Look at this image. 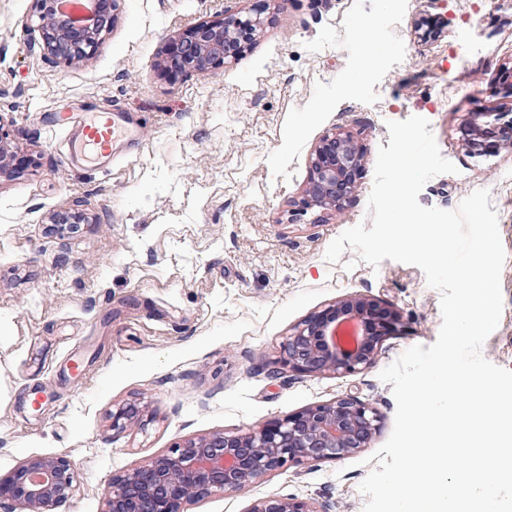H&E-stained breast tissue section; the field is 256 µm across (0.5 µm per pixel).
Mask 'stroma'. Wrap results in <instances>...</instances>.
Segmentation results:
<instances>
[{
	"instance_id": "stroma-1",
	"label": "stroma",
	"mask_w": 512,
	"mask_h": 512,
	"mask_svg": "<svg viewBox=\"0 0 512 512\" xmlns=\"http://www.w3.org/2000/svg\"><path fill=\"white\" fill-rule=\"evenodd\" d=\"M31 0H0V116L30 166L0 184V476L33 456L68 457L76 491L58 512H102L113 476L193 438L235 433L351 394L378 413L362 452L273 472L188 512H248L296 498L318 512H363L360 485L396 412L380 372L433 344L440 294L413 265L372 267L330 242L370 222L367 203L387 122L428 120L456 173L429 180L426 207L457 209L488 190L505 250L504 306L483 356L512 369V153L473 157L460 145L469 113L512 61V5L502 0H122L118 22L82 65L48 59ZM265 26L234 64L174 77L157 62L169 36L224 13ZM371 20L383 53L362 67ZM466 55L460 71L455 55ZM126 112L136 145L108 166H73L55 118ZM366 150L359 188L339 214L284 223L308 178L312 147L335 128ZM80 197L93 224L48 216ZM392 305L403 328L359 373L277 371L289 330L338 299ZM137 401L144 424L112 427Z\"/></svg>"
}]
</instances>
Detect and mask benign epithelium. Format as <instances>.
<instances>
[{"label":"benign epithelium","mask_w":512,"mask_h":512,"mask_svg":"<svg viewBox=\"0 0 512 512\" xmlns=\"http://www.w3.org/2000/svg\"><path fill=\"white\" fill-rule=\"evenodd\" d=\"M120 0H84L88 12L74 18L63 11L67 0H32L43 54L68 64L92 57L118 20ZM264 27L260 15L201 20L172 37L158 62L164 72L188 75L234 63ZM499 104L476 112L461 130V146L473 156L512 151V68L500 69L493 91ZM0 114V183L19 174L16 147L3 132ZM365 150L339 128L313 148L301 209L323 214L344 210L358 186ZM85 201L50 215L52 224H86ZM399 313L361 294L345 296L293 326L281 345L280 363L308 376L359 373L375 363L383 342L400 331ZM142 409L126 403L112 410V427L139 419ZM378 414L350 396L306 407L238 434L215 433L190 439L112 479L103 493V512H184L183 505L212 493L242 492L267 474L310 461H335L368 447L379 430ZM71 461L63 456L25 459L0 477V505L8 512H56L74 492ZM248 512H316L295 498H267Z\"/></svg>","instance_id":"1"}]
</instances>
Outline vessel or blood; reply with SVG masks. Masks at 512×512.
I'll return each mask as SVG.
<instances>
[{
  "label": "vessel or blood",
  "mask_w": 512,
  "mask_h": 512,
  "mask_svg": "<svg viewBox=\"0 0 512 512\" xmlns=\"http://www.w3.org/2000/svg\"><path fill=\"white\" fill-rule=\"evenodd\" d=\"M120 137L130 141L139 140L140 129L116 115L105 117L100 124L83 122L71 130L68 159L74 164H82L92 159H111L112 144Z\"/></svg>",
  "instance_id": "b4317fda"
}]
</instances>
